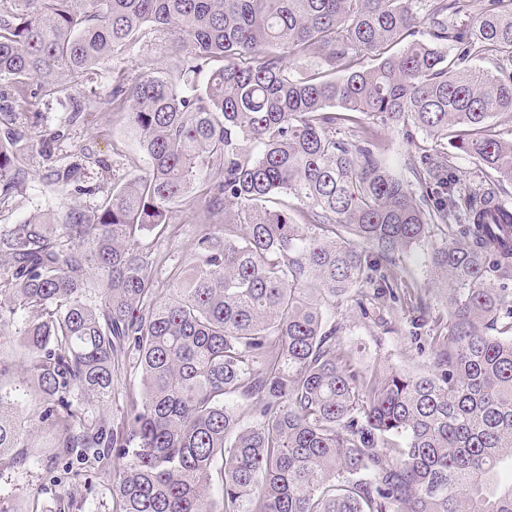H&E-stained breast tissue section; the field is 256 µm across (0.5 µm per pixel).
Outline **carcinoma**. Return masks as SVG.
<instances>
[{"mask_svg":"<svg viewBox=\"0 0 512 512\" xmlns=\"http://www.w3.org/2000/svg\"><path fill=\"white\" fill-rule=\"evenodd\" d=\"M473 2L0 0V82L23 100L112 64L149 160L95 211L0 226V334L23 325L54 456L114 463L112 512H512V140L491 123L512 72L469 66L512 58V0L466 23ZM153 38L176 65L125 66ZM389 129L418 149L408 182ZM26 140L0 138V193ZM189 197L195 263L161 297L143 240ZM425 246L446 311L418 307L427 370L359 369L337 308L405 309L399 257ZM25 435L0 392L1 467ZM384 138L386 140L387 151L386 161L395 174L406 179L411 176L408 171L411 155H414L415 148H411L403 140L402 135L397 131H385Z\"/></svg>","mask_w":512,"mask_h":512,"instance_id":"cac0c4a2","label":"carcinoma"}]
</instances>
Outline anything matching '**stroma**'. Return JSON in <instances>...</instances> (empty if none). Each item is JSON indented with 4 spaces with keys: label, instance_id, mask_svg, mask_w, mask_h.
<instances>
[{
    "label": "stroma",
    "instance_id": "obj_1",
    "mask_svg": "<svg viewBox=\"0 0 512 512\" xmlns=\"http://www.w3.org/2000/svg\"><path fill=\"white\" fill-rule=\"evenodd\" d=\"M111 84V71L101 69L81 86L54 96L36 93L23 100L0 96V107L13 112L15 126L25 131L29 143L28 173L21 187L0 195V225L16 224L37 213L56 215L72 205L94 211L113 182L127 177L133 167H145L124 120L104 104ZM84 99L91 100V107L74 114L75 103ZM70 166L76 169L71 181L55 184L52 170ZM197 229L185 203L173 214L169 237L148 239L144 245L166 267L186 269L193 263ZM339 320L345 325L342 337L354 349L360 367L407 372L421 368L425 357L410 339V315L393 321L388 332L350 305L342 307ZM9 391L15 415L36 429L24 447L14 449L17 464L0 470V496L10 499L18 512H111L112 464L77 463L64 469L53 455L50 426L38 421L39 399L31 382L16 375Z\"/></svg>",
    "mask_w": 512,
    "mask_h": 512
}]
</instances>
